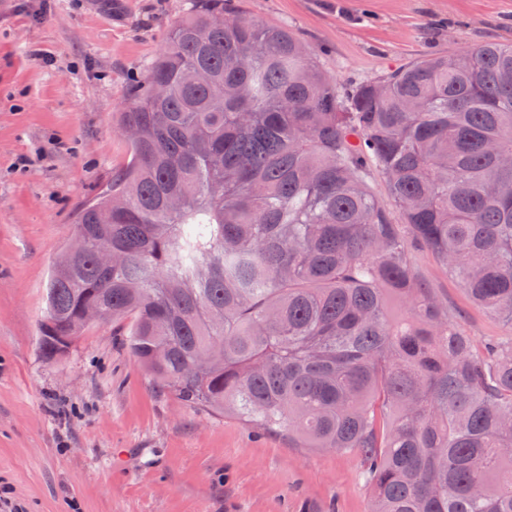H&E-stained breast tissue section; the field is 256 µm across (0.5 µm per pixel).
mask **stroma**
<instances>
[{
  "instance_id": "obj_1",
  "label": "stroma",
  "mask_w": 512,
  "mask_h": 512,
  "mask_svg": "<svg viewBox=\"0 0 512 512\" xmlns=\"http://www.w3.org/2000/svg\"><path fill=\"white\" fill-rule=\"evenodd\" d=\"M0 0V487L24 512H370L350 451L297 448L155 387L119 330L38 349L45 284L78 207L128 158L119 114L195 0ZM280 25L337 85L432 53L512 43V0H227ZM49 55V63L34 53ZM467 334L506 336L429 254Z\"/></svg>"
}]
</instances>
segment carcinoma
Returning a JSON list of instances; mask_svg holds the SVG:
<instances>
[{
  "mask_svg": "<svg viewBox=\"0 0 512 512\" xmlns=\"http://www.w3.org/2000/svg\"><path fill=\"white\" fill-rule=\"evenodd\" d=\"M196 5L77 212L42 357L97 306L186 405L354 452L371 512H512V44L342 90L288 29ZM418 250L509 334L466 335Z\"/></svg>",
  "mask_w": 512,
  "mask_h": 512,
  "instance_id": "carcinoma-1",
  "label": "carcinoma"
}]
</instances>
